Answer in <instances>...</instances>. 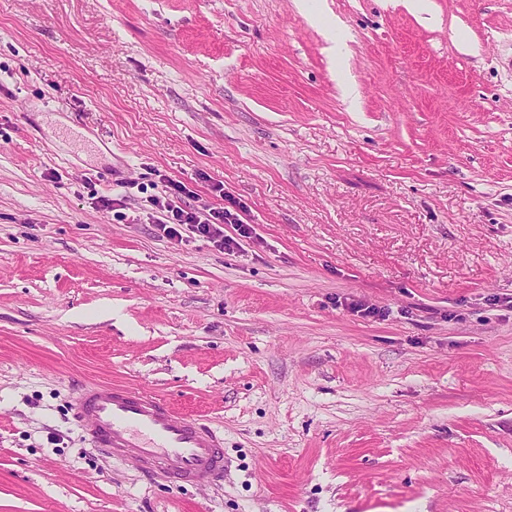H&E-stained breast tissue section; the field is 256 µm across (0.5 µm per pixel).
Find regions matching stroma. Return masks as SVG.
<instances>
[{
  "label": "stroma",
  "mask_w": 512,
  "mask_h": 512,
  "mask_svg": "<svg viewBox=\"0 0 512 512\" xmlns=\"http://www.w3.org/2000/svg\"><path fill=\"white\" fill-rule=\"evenodd\" d=\"M427 6L0 0V512H512V0ZM112 383L222 483L90 447ZM164 187L163 195L154 200V204L162 212V217L157 218L155 224L156 230L162 237L177 244L182 243V231H186V227L193 233L207 237L220 249L233 252L238 248L239 243L234 238L224 235L223 224H236L241 233H245L246 226L239 214L245 211L244 206L228 199L229 207L233 209L229 207L217 209L204 205L187 210L182 205V197L189 193L187 187L173 180H167ZM73 411L92 448L133 459L142 470L163 473L178 485L206 487L224 479V434L155 394L87 386Z\"/></svg>",
  "instance_id": "obj_1"
}]
</instances>
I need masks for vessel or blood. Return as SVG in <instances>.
<instances>
[{
  "mask_svg": "<svg viewBox=\"0 0 512 512\" xmlns=\"http://www.w3.org/2000/svg\"><path fill=\"white\" fill-rule=\"evenodd\" d=\"M74 415L91 447L133 459L175 484L206 487L224 477V435L161 397L125 386L80 389Z\"/></svg>",
  "mask_w": 512,
  "mask_h": 512,
  "instance_id": "b4317fda",
  "label": "vessel or blood"
}]
</instances>
